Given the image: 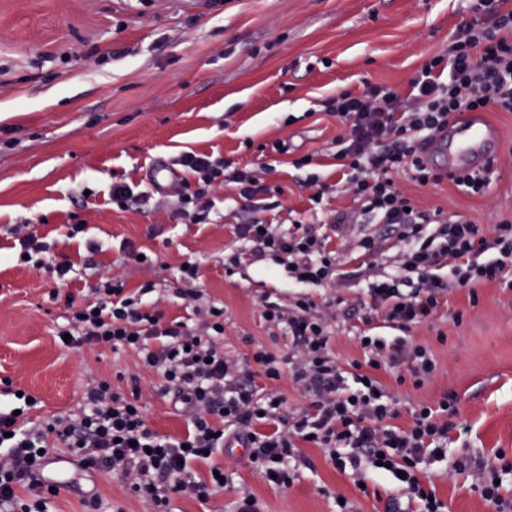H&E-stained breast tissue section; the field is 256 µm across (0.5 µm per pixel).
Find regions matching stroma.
<instances>
[{
  "label": "stroma",
  "instance_id": "35a3bbf8",
  "mask_svg": "<svg viewBox=\"0 0 512 512\" xmlns=\"http://www.w3.org/2000/svg\"><path fill=\"white\" fill-rule=\"evenodd\" d=\"M477 6V0H0V247L9 244L8 225H40L72 258L77 297L91 298L107 267L130 289L152 284L149 301L170 319L192 314L179 296L178 269L196 262L201 302L223 307L224 353L241 362L259 345L286 351L288 339L265 321L263 305L287 306L299 295L335 301L328 329L343 370L363 361L357 342L363 332L428 346L438 365L434 378L419 386L390 371L380 378L406 422L419 403L456 397L448 455L467 468L449 474L436 462L426 476L447 512H491L474 483L478 463L496 464L502 452L512 458V272L475 292L449 293L438 315L405 331L380 313L362 319L370 283L398 272L403 245L396 239L371 262L360 255L359 240L382 233V225L348 226L332 288L289 280L273 256L255 257L253 244L234 233L254 218L288 230L353 209L325 99L367 81L406 89L425 58L446 48L460 24L479 18ZM489 118L503 144L483 196L445 181L422 186L406 175L397 177V187L428 212L487 227L511 217L512 112ZM277 141L286 153L273 150ZM190 150L256 171L274 189L272 209L252 211L227 186L213 197L210 223L174 220L175 194L154 189L152 171ZM306 155L311 164L294 167ZM312 173L330 187L317 207L309 202ZM118 180L148 202L113 207L109 193ZM74 214L87 225L85 239L102 248L94 264L82 256L85 239L65 237ZM126 240L149 262L129 259L121 250ZM233 254L239 263L225 267ZM54 287L29 265L0 264V378L35 394L42 414L51 415L77 411L90 379L108 378L126 390L135 375L152 428L181 432L183 420L157 393L159 379L138 353L60 346L55 330L65 307L53 300ZM305 454L307 463L287 489L261 481L244 460L224 458L236 471L233 489L205 503L174 500L173 510L232 512L246 492L261 512H332L338 494L354 512H383V497L395 490L390 480L366 469L363 492L319 449Z\"/></svg>",
  "mask_w": 512,
  "mask_h": 512
}]
</instances>
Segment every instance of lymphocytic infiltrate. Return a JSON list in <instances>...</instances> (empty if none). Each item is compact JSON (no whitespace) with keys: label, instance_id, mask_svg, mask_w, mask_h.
Returning <instances> with one entry per match:
<instances>
[{"label":"lymphocytic infiltrate","instance_id":"f902f5d3","mask_svg":"<svg viewBox=\"0 0 512 512\" xmlns=\"http://www.w3.org/2000/svg\"><path fill=\"white\" fill-rule=\"evenodd\" d=\"M482 19L462 25L446 49L417 68L408 92L365 83L363 90L345 89L329 98L325 110L340 128L336 164L349 172L347 189L361 201L359 213H340L327 231L313 225L299 231L276 232L255 219L235 227L236 235L271 254L288 267L292 279L328 288L336 285V254L326 247L329 234H340L359 216L387 225L403 242L398 274L371 282L366 312L383 311L389 321L408 329L430 320L455 288H475L499 280L512 258V220L483 230L480 225L415 208L396 186L395 174L406 173L421 185L448 177L427 167L423 143L447 125L449 118L472 110L512 112V9L505 0H480ZM178 163L192 182L178 193L176 219L188 224L210 221L212 196L224 185H236L241 197L256 202L271 190L243 168H230L222 157L187 151ZM471 195H484L487 172L449 177ZM20 254L32 268L49 274L66 288L71 259L56 253L54 242L38 230L17 239ZM447 263L449 280L432 269ZM183 299L195 302V320L164 318L145 301L150 286L131 293L123 281L105 280L94 301L65 295L66 348L134 350L143 365L159 378L157 391L185 420L178 434L150 427L139 402L140 389L122 391L110 380L86 387L79 414L41 416L39 398L18 393L11 379L0 380V512H55L54 493L38 480L48 457H65L96 477L134 475L131 492L149 500L152 512H172V502L188 498L206 502L234 484L232 469L217 466L199 474L197 465L241 446L252 470L267 484L288 488L298 473L291 461L301 444L321 449L339 471L360 473L373 465L382 478L395 480L401 497L415 512H446L434 488L423 480L431 461H448V434L456 415L454 398L437 405L419 404L411 423L400 425L401 412L379 378L387 369L406 370L415 384L432 378L437 364L427 347L405 341L388 343L379 336L359 339L362 369L344 374L330 347L327 318L308 298L294 307L266 305L267 322L288 338L278 354L258 347L242 364L224 354V310L199 307L196 263L180 268ZM271 380L289 377L307 404L296 409L278 389L255 395L251 366Z\"/></svg>","mask_w":512,"mask_h":512}]
</instances>
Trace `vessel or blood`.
Wrapping results in <instances>:
<instances>
[{"label": "vessel or blood", "mask_w": 512, "mask_h": 512, "mask_svg": "<svg viewBox=\"0 0 512 512\" xmlns=\"http://www.w3.org/2000/svg\"><path fill=\"white\" fill-rule=\"evenodd\" d=\"M500 143V132L485 112H465L428 142L425 161L455 173L478 170L495 158ZM81 479L76 466L61 457L50 459L41 477L43 486L57 488L73 487Z\"/></svg>", "instance_id": "b4317fda"}]
</instances>
